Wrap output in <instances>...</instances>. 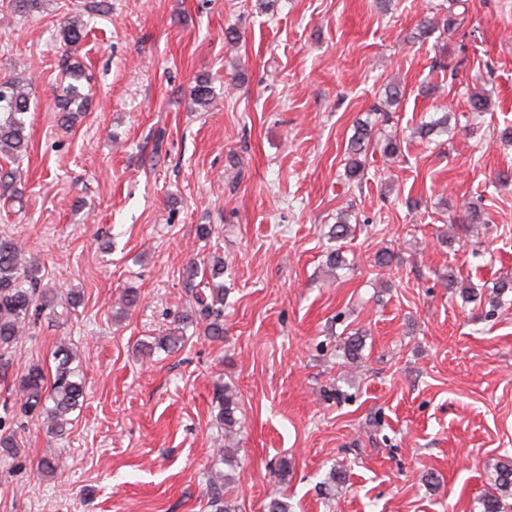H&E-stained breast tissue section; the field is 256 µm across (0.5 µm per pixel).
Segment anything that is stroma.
Instances as JSON below:
<instances>
[{"mask_svg": "<svg viewBox=\"0 0 512 512\" xmlns=\"http://www.w3.org/2000/svg\"><path fill=\"white\" fill-rule=\"evenodd\" d=\"M78 11L89 28L68 55L61 26ZM451 13L455 31L417 40L425 15ZM75 65L90 105L67 128L55 98ZM3 77L28 83L32 108L27 153L0 158L16 178L0 184V236L25 244L60 301L0 374L19 444L0 457V512H209L222 447L236 512L274 495L291 512H482L512 458V293L479 304L461 288L486 297L512 276V181L498 179L512 174V0H45L25 14L0 0ZM390 85L400 103L348 181L355 128ZM476 92L486 111H472ZM444 110L449 133L417 137ZM344 209L357 222L332 269ZM215 255L223 339L191 329L175 354L140 351L193 308L187 263ZM61 345L86 396L59 439L20 415L18 381ZM219 384L240 402L229 438L211 413ZM51 451L63 466L47 476Z\"/></svg>", "mask_w": 512, "mask_h": 512, "instance_id": "1", "label": "stroma"}]
</instances>
